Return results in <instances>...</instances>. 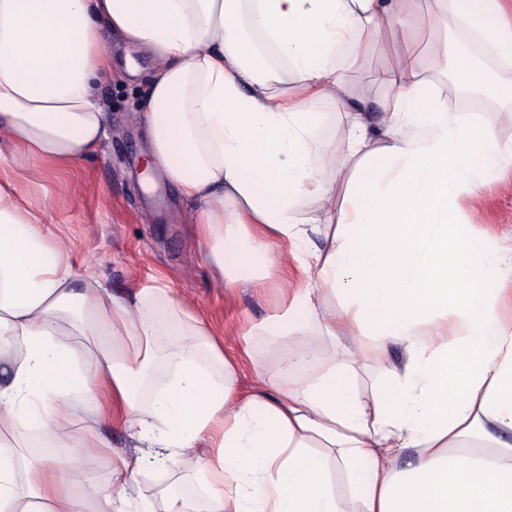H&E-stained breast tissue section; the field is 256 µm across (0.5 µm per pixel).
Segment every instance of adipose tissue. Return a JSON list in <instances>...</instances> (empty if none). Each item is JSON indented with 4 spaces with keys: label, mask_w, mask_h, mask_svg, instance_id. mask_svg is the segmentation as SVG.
I'll return each mask as SVG.
<instances>
[{
    "label": "adipose tissue",
    "mask_w": 512,
    "mask_h": 512,
    "mask_svg": "<svg viewBox=\"0 0 512 512\" xmlns=\"http://www.w3.org/2000/svg\"><path fill=\"white\" fill-rule=\"evenodd\" d=\"M505 2L0 0V140L20 175L74 165L101 142L109 35L148 50L151 157L191 202L211 265L227 284L248 275L276 289L264 335L295 336L307 311L346 341L326 367L297 348L294 386L242 393L241 359L171 289L112 294L93 265L75 269L40 205L19 206L0 182V438L43 440L29 459L0 445V512H153L132 487L188 453L198 491L169 493L165 512H344L330 453L359 512H512V321L499 315L512 244L491 248L460 216L491 164L512 167V126L449 111L419 52L435 34L438 73L512 104V80L494 82L439 36L465 26L511 62ZM389 32L400 54L379 76L390 93L373 130L344 73ZM323 101L341 109L332 142L317 135ZM390 345L402 368L362 399L360 360ZM105 419L131 450L97 435ZM92 454L110 458L108 483L72 490L65 472Z\"/></svg>",
    "instance_id": "obj_1"
}]
</instances>
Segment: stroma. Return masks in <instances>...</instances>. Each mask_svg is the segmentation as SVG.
I'll return each instance as SVG.
<instances>
[{
    "instance_id": "35a3bbf8",
    "label": "stroma",
    "mask_w": 512,
    "mask_h": 512,
    "mask_svg": "<svg viewBox=\"0 0 512 512\" xmlns=\"http://www.w3.org/2000/svg\"><path fill=\"white\" fill-rule=\"evenodd\" d=\"M108 47L114 74L103 77L98 89L108 116L105 138L79 164L46 169L22 184V197L42 204L45 223L74 243L76 262L98 265L113 293L127 294L136 285L168 286L223 332L225 351L250 349L254 361L239 376L242 391L259 389L277 377L298 382L301 372H282L281 362L300 343L313 346L322 362H330L341 345L306 313L297 316L303 328L299 339L273 341L260 335L259 327L280 312L277 292L249 283L224 288L207 260L205 245L187 222L189 206L178 188L154 168L150 178L157 191L144 190L139 161L150 150L139 103L155 62L117 36ZM392 62V50L381 44L349 74L363 114L374 128L380 125V102L386 94L378 76ZM487 181L484 195L464 204L463 220L471 231L502 246L512 242V169L490 166ZM194 468L190 459L178 470L151 473L136 493L161 512L164 492L194 491Z\"/></svg>"
}]
</instances>
